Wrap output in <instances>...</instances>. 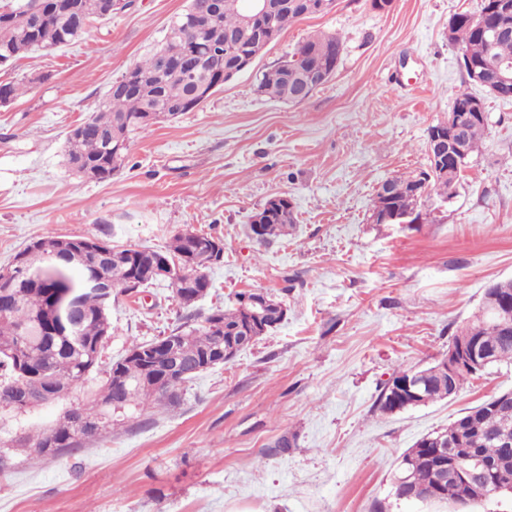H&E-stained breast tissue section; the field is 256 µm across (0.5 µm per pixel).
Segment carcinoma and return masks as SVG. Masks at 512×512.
<instances>
[{
	"mask_svg": "<svg viewBox=\"0 0 512 512\" xmlns=\"http://www.w3.org/2000/svg\"><path fill=\"white\" fill-rule=\"evenodd\" d=\"M33 0H16L4 6L17 12L22 19L17 24L0 25V65L23 53L51 51L71 44L85 33V28L101 19L98 0H72L74 10L43 11L25 18L26 8ZM317 0H273L271 31L263 36L240 30L241 0H223L220 12H212L207 0H189L186 8L170 24L164 43L152 56L136 64L122 79H130L131 88L108 96L95 107L84 122L87 130L79 137L66 138L64 162L75 176L91 181H107L124 163L129 149L130 134L146 130L162 117H174L194 110V92L200 85L211 88L220 78L236 76L241 59L260 57L294 22L319 15ZM496 0H482L480 17L461 13L448 21V42L462 49L461 66L468 82H474L470 65L486 60L490 55L512 64V12L494 11ZM503 29L502 36L489 45L479 28L480 20ZM193 56L191 72L178 71L167 61L173 45ZM343 47L339 34L321 32L299 43L291 58L256 75L257 94L275 100L299 102L296 95L305 86L306 75L336 70ZM42 76L27 83L0 85V105L44 81ZM478 100L466 89L458 91L452 111L465 115L462 132L466 158L479 152L488 120L473 115L472 102ZM463 167H455L450 176L430 174L423 168L415 174L395 176L386 180L389 186L385 201L396 209L421 215L422 198L415 195L419 178H427L426 195L436 194L447 199L461 177ZM296 224L294 210L274 212L263 225L262 242L286 237ZM64 243L57 237L39 238L21 253L31 268L48 263L53 251ZM223 243L207 234L186 237L176 234L164 251L150 248L116 247L103 241L105 255L82 252L70 258L68 283L17 280L15 276L0 278V411L16 416L23 410L10 407L20 392L43 397L48 403L75 398L52 424L35 432L17 426L13 432L0 433V446L13 442L15 447L29 446L40 456L59 458L83 448L92 439L114 428L117 418L127 411L160 405H175L182 387L199 373L192 364L203 358H213L221 346L230 347V330L243 320V299L237 295L231 309H216L205 315L203 324L189 331H176L154 341L134 343L125 356L113 362L105 378L95 389L86 383L98 371L101 356L111 335L110 314L103 311L99 297L91 292L82 294L83 312L78 335L63 336V327L52 317L54 298L58 290L90 279H103L112 286V298L132 293L157 282L153 268L164 259L178 267V282L174 299L190 308L202 299L210 288L204 272L224 259ZM512 296V279L496 282L486 289L483 301L471 319L460 326L455 336H467L479 348L489 352L491 359L483 372L502 363H512V335L504 336L491 324V311L501 298ZM443 360L419 369L427 374L428 385L421 396L398 394L400 383L408 371L393 372L384 383L379 396V408L387 414L425 406L455 395L472 374L461 372L448 383L442 370ZM463 439L459 452L473 451L490 464L500 481L512 482V451L500 446L503 435L512 436V391L501 392L469 408L448 425V429L418 439L402 455L393 481L396 499L409 501L415 495L422 501L444 502L459 512H475L478 498L490 495L491 489L469 487L454 479L439 484L435 468L439 456L433 452V440L454 433Z\"/></svg>",
	"mask_w": 512,
	"mask_h": 512,
	"instance_id": "carcinoma-1",
	"label": "carcinoma"
}]
</instances>
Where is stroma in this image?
Here are the masks:
<instances>
[{
    "mask_svg": "<svg viewBox=\"0 0 512 512\" xmlns=\"http://www.w3.org/2000/svg\"><path fill=\"white\" fill-rule=\"evenodd\" d=\"M480 3L393 0L379 12L371 0H336L194 111L134 134L104 182L68 172L66 135L160 47L187 0H131L73 44L0 67V83L48 77L0 106V267L45 236L161 249L188 229L224 241L194 309L164 282L113 303L103 365L241 292L288 308L178 406L147 409L59 459L19 454L0 475V512H452L396 500L398 460L512 390V366L401 413L377 401L394 370L441 358L486 288L512 279V100L466 85L461 48L448 41L450 17ZM318 32L344 40L332 79L299 104L258 95L256 73ZM466 87L483 97L488 127L452 197L425 200L419 224L370 223L379 185L425 166L429 128ZM278 195L292 199L296 228L257 244L244 229Z\"/></svg>",
    "mask_w": 512,
    "mask_h": 512,
    "instance_id": "1",
    "label": "stroma"
}]
</instances>
